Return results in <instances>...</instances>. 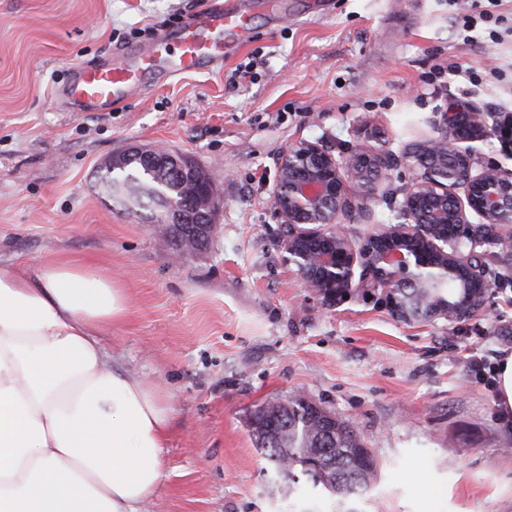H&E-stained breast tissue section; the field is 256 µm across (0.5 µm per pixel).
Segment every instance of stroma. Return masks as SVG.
Returning <instances> with one entry per match:
<instances>
[{"label": "stroma", "instance_id": "35a3bbf8", "mask_svg": "<svg viewBox=\"0 0 512 512\" xmlns=\"http://www.w3.org/2000/svg\"><path fill=\"white\" fill-rule=\"evenodd\" d=\"M235 2L253 34L222 70L69 112L52 90L72 67L203 0H0V265L91 262L125 289L128 312L100 342L171 410L164 478L142 512H512V429L492 374L512 353L506 265L489 258L484 307L461 322L402 321L379 292L328 302L283 261L269 202L295 141L398 157L449 102L512 113V0H281L274 14ZM142 148L214 175L208 249L173 262L150 211L106 192L112 155ZM407 180L385 171L369 223L341 232L397 223ZM294 395L356 429L379 466L368 493L301 497L277 476L249 421Z\"/></svg>", "mask_w": 512, "mask_h": 512}]
</instances>
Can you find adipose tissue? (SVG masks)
<instances>
[{"mask_svg": "<svg viewBox=\"0 0 512 512\" xmlns=\"http://www.w3.org/2000/svg\"><path fill=\"white\" fill-rule=\"evenodd\" d=\"M127 311L92 264L0 266V512H140L157 491L170 410L98 342Z\"/></svg>", "mask_w": 512, "mask_h": 512, "instance_id": "1", "label": "adipose tissue"}]
</instances>
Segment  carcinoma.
I'll list each match as a JSON object with an SVG mask.
<instances>
[{"mask_svg":"<svg viewBox=\"0 0 512 512\" xmlns=\"http://www.w3.org/2000/svg\"><path fill=\"white\" fill-rule=\"evenodd\" d=\"M106 172L105 184H124L129 199L142 209L164 205L163 196L177 186L182 187L180 199L191 220L214 184L203 168H188L178 175L171 165L151 166L135 154L113 156ZM194 230L187 224L173 225L167 242L172 249L185 254L200 251L204 244ZM250 427L257 447L279 474L291 480L298 469L313 486L321 485L340 496L353 497L367 493L377 479L378 463L354 428L339 417H326L323 406L300 395L267 400L251 417ZM325 438L331 450L325 454L322 468L315 471L309 466V459L324 446Z\"/></svg>","mask_w":512,"mask_h":512,"instance_id":"carcinoma-1","label":"carcinoma"}]
</instances>
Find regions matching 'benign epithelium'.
<instances>
[{"instance_id":"obj_1","label":"benign epithelium","mask_w":512,"mask_h":512,"mask_svg":"<svg viewBox=\"0 0 512 512\" xmlns=\"http://www.w3.org/2000/svg\"><path fill=\"white\" fill-rule=\"evenodd\" d=\"M489 132L512 147V113L450 103L439 113L434 135L402 154L409 173L399 202L402 221L359 242L337 225L353 216V200L384 195L378 174L390 166L391 153L358 148L335 155L318 142L290 144L270 192L288 225L284 261L328 301L373 288L409 323L470 318L489 288L486 256L500 254L512 269V169L480 167L470 148L462 147ZM183 223L181 203L170 200L158 224Z\"/></svg>"}]
</instances>
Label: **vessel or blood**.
Wrapping results in <instances>:
<instances>
[{
	"label": "vessel or blood",
	"instance_id": "vessel-or-blood-1",
	"mask_svg": "<svg viewBox=\"0 0 512 512\" xmlns=\"http://www.w3.org/2000/svg\"><path fill=\"white\" fill-rule=\"evenodd\" d=\"M250 38L244 13L225 8L222 0H204L199 9L155 40L99 64L73 68L54 96L70 111L100 112L141 96L154 81L221 67L230 50Z\"/></svg>",
	"mask_w": 512,
	"mask_h": 512
}]
</instances>
